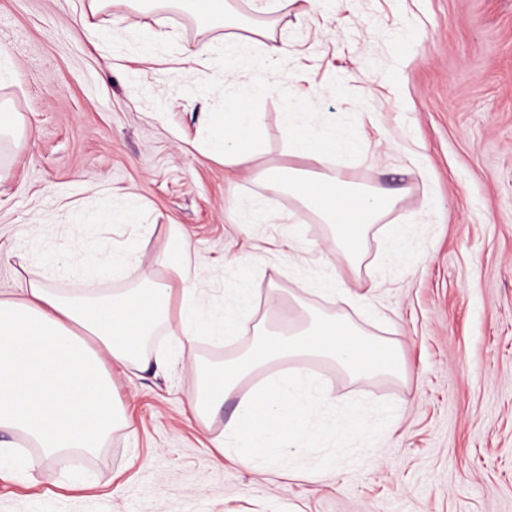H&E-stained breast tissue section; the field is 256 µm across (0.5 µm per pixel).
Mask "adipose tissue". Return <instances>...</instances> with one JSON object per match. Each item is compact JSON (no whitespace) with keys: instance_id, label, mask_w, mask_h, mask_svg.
<instances>
[{"instance_id":"obj_1","label":"adipose tissue","mask_w":512,"mask_h":512,"mask_svg":"<svg viewBox=\"0 0 512 512\" xmlns=\"http://www.w3.org/2000/svg\"><path fill=\"white\" fill-rule=\"evenodd\" d=\"M277 89L275 77L254 83L246 93L224 103L223 117L203 113L214 129L211 152L225 166L251 169L262 152L257 115L249 99ZM305 103L285 102L284 137L289 155L307 160L304 168L271 166L261 173L268 189L288 193L318 223L328 225L331 253L355 269L369 228L394 210L398 195L370 184H358L344 173L323 172L337 153H368L357 138H338L327 123L312 124ZM177 260L179 292L165 287L137 288L121 296L101 294L95 274H87L79 294L66 295L33 273L16 297H0V431L24 434L39 448L38 459H21L24 468L47 463L62 453L89 454L101 448L116 417L113 369L135 365L149 369L142 347L159 323L173 319L186 339L206 332L234 336L252 313L248 289H237L224 315L212 317L195 281L204 276L193 265L188 238H174L167 247ZM130 250L100 248L88 255L81 243L68 249L64 266L97 272L127 267Z\"/></svg>"}]
</instances>
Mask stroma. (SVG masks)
<instances>
[{"label": "stroma", "mask_w": 512, "mask_h": 512, "mask_svg": "<svg viewBox=\"0 0 512 512\" xmlns=\"http://www.w3.org/2000/svg\"><path fill=\"white\" fill-rule=\"evenodd\" d=\"M242 16L247 0H237ZM236 52L248 77L276 73L278 93L254 100L264 152L251 171L211 157L205 112L224 109V25L190 11H139L133 0H0V106L20 136L0 140V293L27 287L40 267L61 293L81 276L43 264L79 240L94 251L132 246L128 270L100 288L122 294L181 283L162 252L187 236L206 269L205 302L221 310L234 289L252 294L242 335L184 342L167 326L146 338L168 371H114L127 423L92 456H64L27 472L0 471V512H512V0H329L252 17ZM100 39H89L88 26ZM337 31L328 38L326 28ZM269 34L287 42V62L261 58ZM212 55L186 62L183 46ZM374 72L362 86L354 76ZM308 101L337 133L364 130L381 159L329 158L360 183L408 194L368 232L357 277L375 284L373 311L325 294L345 262L289 268L288 224L325 246L327 228L287 194L256 177L271 164L298 165L283 135V94ZM132 210L135 221L92 226ZM54 225L31 229L43 215ZM80 225H71V217ZM403 235L404 260L382 262ZM312 283L314 293L298 285ZM300 297L309 309L347 316L399 348L398 377L355 380L320 362L319 380L337 404L389 402L398 428L358 450L323 480L233 465L213 447L235 414L236 397L200 421L188 398L196 365L246 352L254 329L272 320L269 300Z\"/></svg>", "instance_id": "stroma-1"}]
</instances>
